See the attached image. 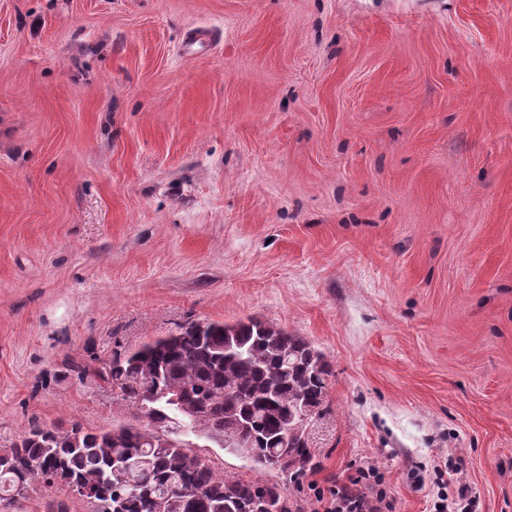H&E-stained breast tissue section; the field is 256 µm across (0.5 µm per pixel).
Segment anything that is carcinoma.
<instances>
[{
  "label": "carcinoma",
  "mask_w": 512,
  "mask_h": 512,
  "mask_svg": "<svg viewBox=\"0 0 512 512\" xmlns=\"http://www.w3.org/2000/svg\"><path fill=\"white\" fill-rule=\"evenodd\" d=\"M112 398L142 414L140 428L32 427L0 448V503L39 480L49 491L81 485L89 512H305L275 483L219 474L191 441L246 423L243 454L261 471L297 480L312 467L310 435L325 412L331 365L301 336L259 319L187 322L101 365H80Z\"/></svg>",
  "instance_id": "1"
}]
</instances>
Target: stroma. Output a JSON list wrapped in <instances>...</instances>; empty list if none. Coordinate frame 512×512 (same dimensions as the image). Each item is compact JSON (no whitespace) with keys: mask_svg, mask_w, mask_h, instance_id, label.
<instances>
[{"mask_svg":"<svg viewBox=\"0 0 512 512\" xmlns=\"http://www.w3.org/2000/svg\"><path fill=\"white\" fill-rule=\"evenodd\" d=\"M257 318L329 361L299 503L512 512V0H0V448L134 423L76 363ZM331 487L329 493L319 492L317 512H393L394 505L383 487L380 473L374 467L363 468L356 478ZM478 512L479 500L476 494L466 485L458 483L457 489L451 494L443 480H440L438 492L433 503L434 512Z\"/></svg>","mask_w":512,"mask_h":512,"instance_id":"35a3bbf8","label":"stroma"}]
</instances>
